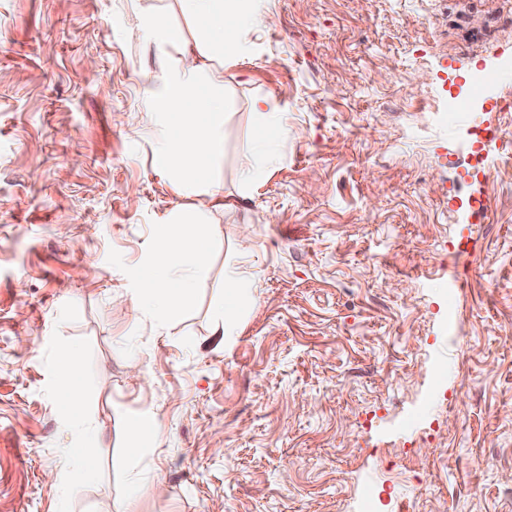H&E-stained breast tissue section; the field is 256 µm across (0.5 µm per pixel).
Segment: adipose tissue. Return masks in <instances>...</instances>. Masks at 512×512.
I'll return each instance as SVG.
<instances>
[{"label":"adipose tissue","instance_id":"obj_1","mask_svg":"<svg viewBox=\"0 0 512 512\" xmlns=\"http://www.w3.org/2000/svg\"><path fill=\"white\" fill-rule=\"evenodd\" d=\"M190 28L165 17H144L150 39L174 57L160 80L146 79L143 94L159 125L163 162L178 191L209 188L211 209L197 212L184 224V240L175 227H155L156 247L137 272L140 310L174 318L193 308L195 284L207 271L215 236L212 212L226 208L224 189L213 178L214 164L224 149V67L238 55L244 31L256 21L261 0H176ZM252 108L263 134L251 146L246 177L261 174L275 160L269 133L286 135L280 113L268 111L266 101Z\"/></svg>","mask_w":512,"mask_h":512}]
</instances>
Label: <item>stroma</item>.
Wrapping results in <instances>:
<instances>
[{
    "label": "stroma",
    "instance_id": "35a3bbf8",
    "mask_svg": "<svg viewBox=\"0 0 512 512\" xmlns=\"http://www.w3.org/2000/svg\"><path fill=\"white\" fill-rule=\"evenodd\" d=\"M146 13L184 21L0 0V512H512V153L476 135L512 133V0H273L224 72L230 207L171 321L136 273L209 197L158 157ZM476 71L502 80L472 94ZM257 97L288 139L249 181ZM232 265L254 299L221 336ZM129 426L137 441V445L129 450L132 455H137L140 448L153 445L155 443L157 430L151 420H148L145 417L135 418L130 422Z\"/></svg>",
    "mask_w": 512,
    "mask_h": 512
}]
</instances>
